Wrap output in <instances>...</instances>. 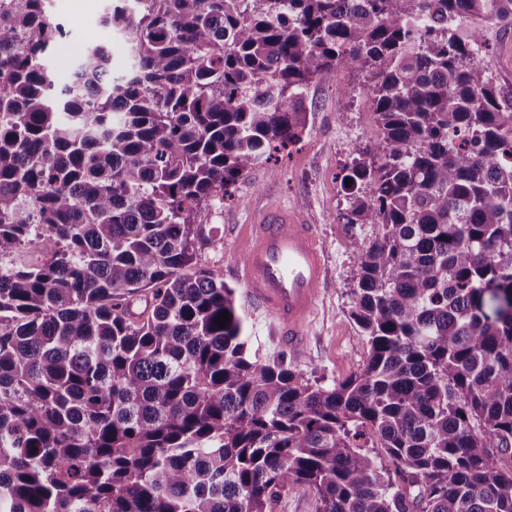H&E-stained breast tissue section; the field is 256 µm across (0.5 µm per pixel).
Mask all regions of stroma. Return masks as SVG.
Masks as SVG:
<instances>
[{
    "label": "stroma",
    "instance_id": "35a3bbf8",
    "mask_svg": "<svg viewBox=\"0 0 512 512\" xmlns=\"http://www.w3.org/2000/svg\"><path fill=\"white\" fill-rule=\"evenodd\" d=\"M108 0H48L52 17L69 32L48 59L60 81H68L88 40L104 44L113 75L130 63L128 46L119 34L102 28L98 19ZM486 37L492 47V75L505 93H512V29L490 26ZM365 72L337 67L316 78L305 99L308 121L300 142L267 162L254 166L237 183L234 200L211 209L214 242L202 254L204 265L224 271L235 303L245 318L246 354L265 362L284 361L306 379L328 386L360 371L366 341L350 316L356 264L354 238L373 234L371 226L344 223L347 200L341 186L343 169L356 150L374 147L380 132L368 94ZM276 203L303 207L316 224L326 246L331 271L322 290L316 315L309 324V339L300 355L290 356L271 334V321L248 302L241 278L246 246L259 212Z\"/></svg>",
    "mask_w": 512,
    "mask_h": 512
}]
</instances>
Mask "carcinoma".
Segmentation results:
<instances>
[{
	"label": "carcinoma",
	"mask_w": 512,
	"mask_h": 512,
	"mask_svg": "<svg viewBox=\"0 0 512 512\" xmlns=\"http://www.w3.org/2000/svg\"><path fill=\"white\" fill-rule=\"evenodd\" d=\"M132 64L71 84L47 0H0V512H512V0H110ZM366 71L344 167L361 371L245 355L210 208ZM39 263L18 266L23 246ZM230 314L224 327L222 312ZM486 37L492 47L490 55L492 75L505 93H512V29L492 25ZM318 503L313 493L304 485H296L272 505L271 512H317Z\"/></svg>",
	"instance_id": "obj_1"
}]
</instances>
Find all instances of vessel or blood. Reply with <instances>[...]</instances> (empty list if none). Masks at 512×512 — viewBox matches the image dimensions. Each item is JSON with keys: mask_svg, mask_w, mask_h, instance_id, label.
Here are the masks:
<instances>
[{"mask_svg": "<svg viewBox=\"0 0 512 512\" xmlns=\"http://www.w3.org/2000/svg\"><path fill=\"white\" fill-rule=\"evenodd\" d=\"M329 269V255L302 210L275 206L260 213L243 280L249 302L273 318L282 345L306 346L305 324L317 309Z\"/></svg>", "mask_w": 512, "mask_h": 512, "instance_id": "b4317fda", "label": "vessel or blood"}]
</instances>
